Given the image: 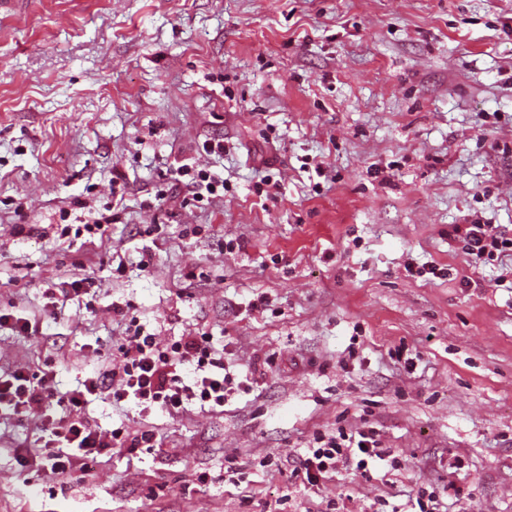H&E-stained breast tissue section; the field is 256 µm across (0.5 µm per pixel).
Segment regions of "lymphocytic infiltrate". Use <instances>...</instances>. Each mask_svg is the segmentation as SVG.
Instances as JSON below:
<instances>
[{
    "label": "lymphocytic infiltrate",
    "instance_id": "obj_1",
    "mask_svg": "<svg viewBox=\"0 0 512 512\" xmlns=\"http://www.w3.org/2000/svg\"><path fill=\"white\" fill-rule=\"evenodd\" d=\"M173 178L185 189L180 201L184 207L222 188L221 182L208 170L188 163L176 167ZM462 238L466 254L477 264L512 248V238L506 237L494 224L467 225ZM121 350V357L110 359L108 369L92 377L83 388L61 395L47 385L45 376L22 365L8 377L0 378L1 416L20 418L53 404L69 408V416L47 426L49 436L62 446L61 452L47 453L44 458L51 477L65 479L88 470L93 460L115 448L132 451L156 447L154 430H143L131 437L120 427L109 431L92 428L78 415L85 396L102 389L106 383L118 381V388L112 392L116 400L131 401L143 410L159 409L168 413L191 407L202 412L215 411L223 407L234 385L223 353L204 332L166 341L158 333L138 325ZM392 459L390 450L382 447L376 430L359 429L349 434L340 430L315 437L313 447L306 451L303 468L307 482L313 485L320 477L340 468L361 470L369 463Z\"/></svg>",
    "mask_w": 512,
    "mask_h": 512
}]
</instances>
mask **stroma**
<instances>
[{
    "label": "stroma",
    "mask_w": 512,
    "mask_h": 512,
    "mask_svg": "<svg viewBox=\"0 0 512 512\" xmlns=\"http://www.w3.org/2000/svg\"><path fill=\"white\" fill-rule=\"evenodd\" d=\"M188 158L223 196L157 205ZM464 224L512 237V0H22L0 14V311L38 331L0 330V373L79 388L134 321L274 366L220 412L88 396L91 425L158 446L79 481L37 469L41 413L0 417V512H419L421 486L512 512V251L472 263ZM340 426L402 470L308 484Z\"/></svg>",
    "instance_id": "35a3bbf8"
}]
</instances>
